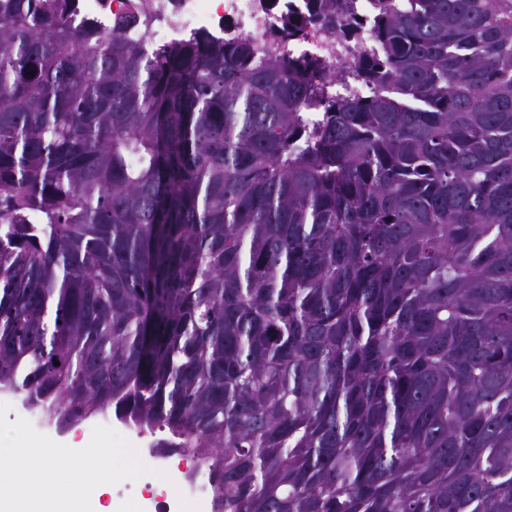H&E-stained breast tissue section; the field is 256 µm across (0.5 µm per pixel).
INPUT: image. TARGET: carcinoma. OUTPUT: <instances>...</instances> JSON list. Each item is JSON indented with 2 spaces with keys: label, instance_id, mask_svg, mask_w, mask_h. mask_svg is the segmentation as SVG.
I'll use <instances>...</instances> for the list:
<instances>
[{
  "label": "carcinoma",
  "instance_id": "obj_1",
  "mask_svg": "<svg viewBox=\"0 0 512 512\" xmlns=\"http://www.w3.org/2000/svg\"><path fill=\"white\" fill-rule=\"evenodd\" d=\"M379 2L316 121L300 61L0 0V388L224 512H512V0ZM0 402L13 405L15 413L29 420L36 430L56 436L70 435L72 440L80 443L95 426L120 427L125 435L135 440L142 461L150 468L164 472L168 479L146 474L134 480H126L118 485H108L107 491L112 498H101L99 504L113 512L126 507V501L138 502L137 512H186L191 505L198 512H224V502L216 495L208 468L199 459L189 456L178 447L177 438L162 436L165 428H145L124 421L118 414L114 418L109 413H100L84 418L77 424L61 426L60 418L52 416L44 409L34 406L19 398L8 389L0 390ZM80 424H83L80 427ZM112 488V491H111ZM106 491V492H107Z\"/></svg>",
  "mask_w": 512,
  "mask_h": 512
}]
</instances>
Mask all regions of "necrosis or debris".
<instances>
[{
	"label": "necrosis or debris",
	"mask_w": 512,
	"mask_h": 512,
	"mask_svg": "<svg viewBox=\"0 0 512 512\" xmlns=\"http://www.w3.org/2000/svg\"><path fill=\"white\" fill-rule=\"evenodd\" d=\"M74 23L94 21L109 27L111 21L128 12L139 14L138 39L145 54L162 45L177 43L205 31L225 41H251L262 54H278L297 61L311 62L321 89L343 96L368 97L371 85L358 77L363 47L370 34L353 38L339 32L307 28L299 35L289 34L287 18H303L308 0H70ZM0 402L13 405L15 413L29 420L36 430L58 436H71L81 442L98 425L121 428L135 440L149 474L113 486L112 496L103 507L121 512L128 500H136L138 512H224L211 475L203 462L178 447L177 438L163 435L161 428H145L121 417L100 413L81 424L60 425L58 417L31 405L8 389L0 390Z\"/></svg>",
	"instance_id": "obj_1"
}]
</instances>
